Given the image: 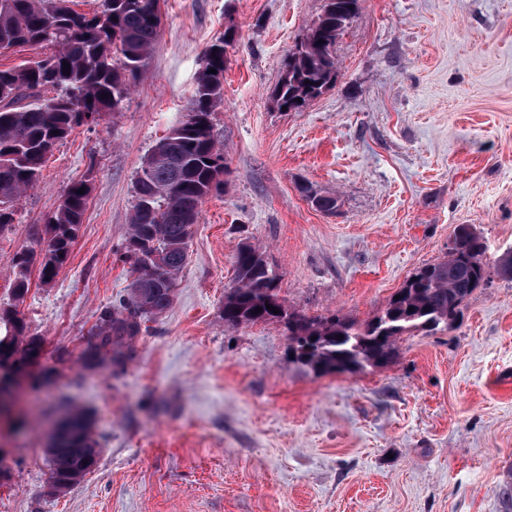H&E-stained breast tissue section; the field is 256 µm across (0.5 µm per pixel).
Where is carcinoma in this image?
<instances>
[{
  "label": "carcinoma",
  "instance_id": "1",
  "mask_svg": "<svg viewBox=\"0 0 512 512\" xmlns=\"http://www.w3.org/2000/svg\"><path fill=\"white\" fill-rule=\"evenodd\" d=\"M71 3L0 0L1 54L17 47H54L0 69V229L14 223L16 201L37 182L59 141L122 109L131 80L162 31L161 0H102V9L93 13L79 12ZM359 8L360 0H325L322 12L288 54L271 93L274 101L287 107L295 95H319L335 81V46ZM224 48V39L204 48L185 119L156 142L137 171L123 252L132 280L125 298L101 310L96 332L101 341L83 352L86 368L122 363L123 346L140 333L142 322L171 307L202 203L224 187L228 168L212 129V114L224 102ZM65 62L70 64L67 74L62 72ZM81 188L85 192L77 193ZM90 194L88 181L71 183L47 219L42 283L52 282L68 260ZM487 251L476 232L454 238L447 256L408 277L381 314L358 323L338 313L311 317L286 306L263 252L244 244L235 256L233 285L224 296V324H284L289 349L315 371L334 372L340 359L352 360L360 369L382 366L397 355V341L404 334L430 333L456 321L464 303L485 285ZM31 261L28 252L17 254L18 301L28 291ZM268 304L279 313L267 310ZM0 325L6 328L0 336V369L38 362L42 338L28 335L17 312L0 308ZM72 417L65 448H45L48 484L55 492L71 488L77 476L92 473L100 461L86 414L76 411Z\"/></svg>",
  "mask_w": 512,
  "mask_h": 512
}]
</instances>
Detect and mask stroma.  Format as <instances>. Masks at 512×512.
I'll use <instances>...</instances> for the list:
<instances>
[{
  "mask_svg": "<svg viewBox=\"0 0 512 512\" xmlns=\"http://www.w3.org/2000/svg\"><path fill=\"white\" fill-rule=\"evenodd\" d=\"M324 0H163L121 112L76 128L0 231V306L44 352L0 423V512H512V0H361L335 84L299 112L269 94ZM237 35L212 116L229 175L202 204L171 308L119 370L84 369L102 308L126 294L136 173L183 119L201 52ZM92 191L71 254L39 279L46 218ZM332 196L334 212L309 194ZM486 240L488 283L458 321L401 336L354 372L291 362L278 323L225 326L242 244L288 307L365 322L459 225ZM33 257L15 300L18 252ZM90 414L98 468L63 493L45 455L60 401Z\"/></svg>",
  "mask_w": 512,
  "mask_h": 512,
  "instance_id": "1",
  "label": "stroma"
}]
</instances>
